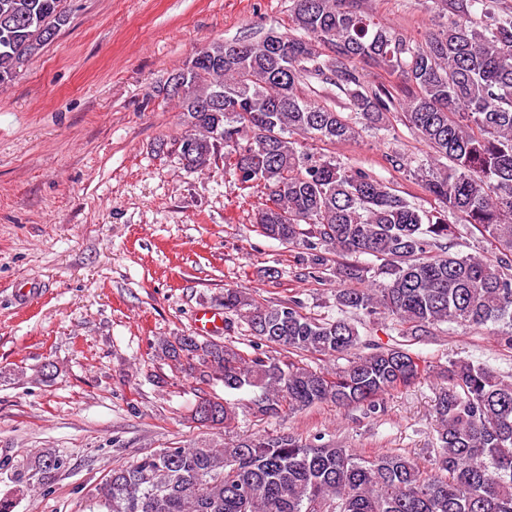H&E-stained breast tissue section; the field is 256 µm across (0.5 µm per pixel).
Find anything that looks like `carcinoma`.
<instances>
[{
  "mask_svg": "<svg viewBox=\"0 0 512 512\" xmlns=\"http://www.w3.org/2000/svg\"><path fill=\"white\" fill-rule=\"evenodd\" d=\"M65 0H0V85L12 81L69 22ZM299 37L268 32L256 42H215L197 55L206 64L172 75L186 130L179 152L190 169L211 165L219 149L245 187L262 183L259 232L305 243L306 266L336 261L340 309L380 311L414 340L431 328L502 324L512 328V14L495 15L489 0H449L456 19L422 43L357 8V0H293ZM482 14L485 21L471 17ZM402 77L396 92L361 91L360 64ZM331 82L350 111L314 105L303 86ZM428 149L412 169L440 208L423 210L372 171L344 167L306 148L335 145L359 130L389 123L392 111ZM466 222L494 244V255L455 251ZM371 255L376 271L355 261ZM224 315L247 325L251 351L195 336L161 342V352L196 379L260 391L254 411L275 416L331 402L374 414L382 396L430 372L403 347L360 351L355 325L315 318L301 301L261 302L224 289ZM276 346L283 358L267 355ZM352 356L335 371L313 370L305 354ZM436 402L432 467L386 452L306 444L288 434L201 440L156 449L112 469L88 495V512H512V380L458 358L442 371ZM195 414L229 427L236 413L204 399ZM52 448L11 465L13 493L45 496L52 475L68 468Z\"/></svg>",
  "mask_w": 512,
  "mask_h": 512,
  "instance_id": "1",
  "label": "carcinoma"
}]
</instances>
